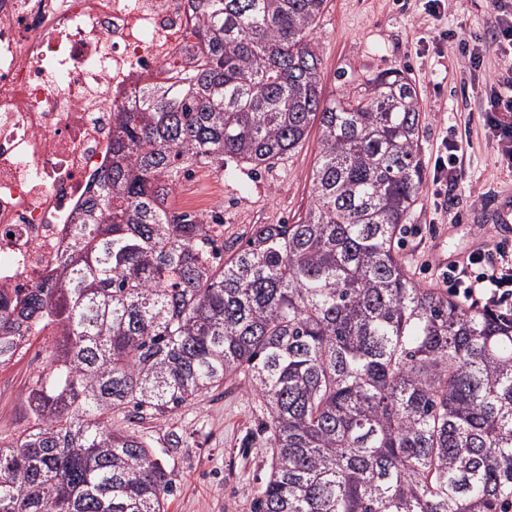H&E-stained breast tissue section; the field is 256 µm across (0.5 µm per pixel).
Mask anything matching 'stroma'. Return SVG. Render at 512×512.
<instances>
[{"instance_id":"stroma-1","label":"stroma","mask_w":512,"mask_h":512,"mask_svg":"<svg viewBox=\"0 0 512 512\" xmlns=\"http://www.w3.org/2000/svg\"><path fill=\"white\" fill-rule=\"evenodd\" d=\"M491 0H447L430 16L424 0H326L315 27L325 96L362 86L368 78L401 71L415 86L422 110L421 158L431 168L445 137L463 150L462 176L452 182H425L396 239L398 254L420 284L438 288L442 259L465 257L477 248L512 240V223L494 222L496 210L512 209V167L500 160L484 124L486 76L500 72V52L487 39ZM482 38L479 72L458 64L461 40ZM319 147L311 128L303 145L261 169L242 163L232 178L210 168L179 177L176 194L204 197L208 209L224 213V244L236 246L258 224H291L310 202V175ZM54 341L33 338L27 354L0 369V439L30 426L29 394L46 367ZM263 414L246 380L236 378L205 392L158 419L131 428L164 447L172 493L165 512H252L254 498L269 474L271 451L261 430Z\"/></svg>"}]
</instances>
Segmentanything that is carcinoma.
Wrapping results in <instances>:
<instances>
[{
  "label": "carcinoma",
  "instance_id": "1",
  "mask_svg": "<svg viewBox=\"0 0 512 512\" xmlns=\"http://www.w3.org/2000/svg\"><path fill=\"white\" fill-rule=\"evenodd\" d=\"M197 57L112 113V158L44 279L0 289V366L53 336L33 425L0 442V512H164L156 419L239 376L265 415L253 512H512V321L416 282L395 249L425 172L400 73L323 94L326 0H190ZM304 217L224 258L180 173L261 167L310 129Z\"/></svg>",
  "mask_w": 512,
  "mask_h": 512
}]
</instances>
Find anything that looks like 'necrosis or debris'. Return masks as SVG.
<instances>
[{
	"label": "necrosis or debris",
	"instance_id": "1",
	"mask_svg": "<svg viewBox=\"0 0 512 512\" xmlns=\"http://www.w3.org/2000/svg\"><path fill=\"white\" fill-rule=\"evenodd\" d=\"M198 20L188 0H0V288L39 281L138 99Z\"/></svg>",
	"mask_w": 512,
	"mask_h": 512
}]
</instances>
